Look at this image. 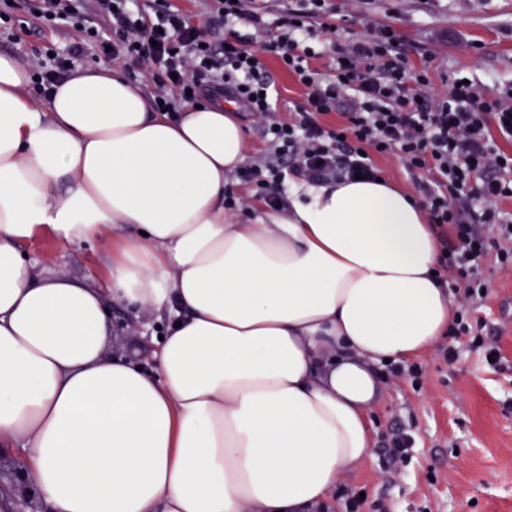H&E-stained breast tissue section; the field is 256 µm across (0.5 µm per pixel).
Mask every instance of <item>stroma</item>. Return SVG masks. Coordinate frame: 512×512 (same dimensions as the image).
<instances>
[{"label":"stroma","instance_id":"1","mask_svg":"<svg viewBox=\"0 0 512 512\" xmlns=\"http://www.w3.org/2000/svg\"><path fill=\"white\" fill-rule=\"evenodd\" d=\"M335 33L316 44L325 69L336 46L368 35L374 23L391 25L403 37L402 48L423 66L434 90L455 78L477 83L485 99L512 90V0H328ZM72 33H27L0 27V52L30 60L48 43L67 44ZM49 275L67 276L100 286L108 263L98 248L66 247L51 239L26 245ZM512 240L493 238L480 262L486 293L470 314L483 338L495 345L497 364L467 340L444 338L419 356V378L384 372L381 398L372 409L375 454L342 481V490L363 493L359 512H512V264L499 255ZM110 353L135 352L144 367L160 334L158 314L135 316L111 305ZM455 346L456 357L444 351ZM412 439L407 463L385 468L380 448L393 435ZM25 476L22 449L0 448V512H48L34 494H21Z\"/></svg>","mask_w":512,"mask_h":512}]
</instances>
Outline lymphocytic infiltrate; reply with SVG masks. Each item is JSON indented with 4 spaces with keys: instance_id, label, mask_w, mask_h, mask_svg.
Returning a JSON list of instances; mask_svg holds the SVG:
<instances>
[{
    "instance_id": "1",
    "label": "lymphocytic infiltrate",
    "mask_w": 512,
    "mask_h": 512,
    "mask_svg": "<svg viewBox=\"0 0 512 512\" xmlns=\"http://www.w3.org/2000/svg\"><path fill=\"white\" fill-rule=\"evenodd\" d=\"M29 24L78 33L65 48L47 46L31 62L32 89L48 98L70 70L96 47L105 59L121 61L154 87L152 103L175 112L178 104L229 97L255 118L268 141L261 166L242 168L240 179L256 197L277 207L285 202L287 170L309 181L371 180L380 170L374 154L400 157L432 223L451 228L439 263L462 307L450 330L475 336L469 305L485 285L479 261L487 251L485 230L512 238V156L497 139L512 140V93L487 101L476 83L432 90L424 73L414 70L400 36L388 26L361 37L337 52L328 73L312 62L313 47L327 30L326 0H301L282 10L268 52L280 59L303 90L288 120L272 115L274 80L238 33L236 23L249 18L263 26L261 14L247 10L248 0H211V21L222 38L204 42L189 16L174 11L171 0H153L148 14H134L130 0H22ZM351 104L341 124H323L322 116L340 102Z\"/></svg>"
}]
</instances>
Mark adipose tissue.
<instances>
[{
	"label": "adipose tissue",
	"instance_id": "1",
	"mask_svg": "<svg viewBox=\"0 0 512 512\" xmlns=\"http://www.w3.org/2000/svg\"><path fill=\"white\" fill-rule=\"evenodd\" d=\"M0 53V447L51 512H316L372 456L379 367L447 335L438 232L395 183L288 185L242 220L233 103L153 111L104 65L34 100ZM97 244L103 288L23 245ZM166 312L147 370L107 304Z\"/></svg>",
	"mask_w": 512,
	"mask_h": 512
}]
</instances>
